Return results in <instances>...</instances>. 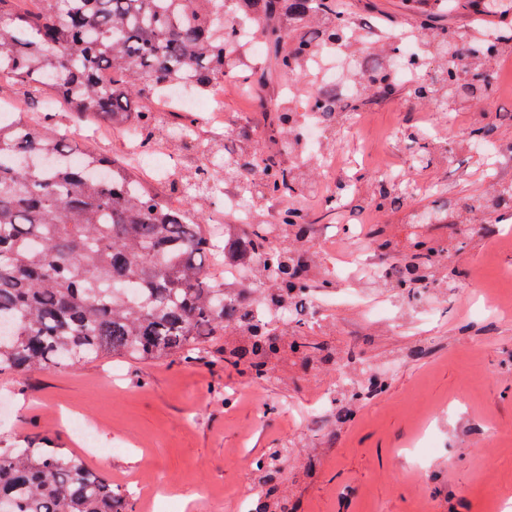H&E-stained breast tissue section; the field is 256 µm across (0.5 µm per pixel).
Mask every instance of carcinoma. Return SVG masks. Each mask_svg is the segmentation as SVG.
Here are the masks:
<instances>
[{"label": "carcinoma", "instance_id": "cac0c4a2", "mask_svg": "<svg viewBox=\"0 0 512 512\" xmlns=\"http://www.w3.org/2000/svg\"><path fill=\"white\" fill-rule=\"evenodd\" d=\"M0 0V81L23 88V99L40 103L47 91L63 97L80 120L93 114L112 129L132 128L141 144L173 145L188 155L191 174L169 173L162 190L149 189L134 167L114 155L86 154L88 166L71 168L70 138L32 123L25 112L0 121V372L49 369L108 358L163 362L196 359L211 344L225 363L243 364L256 380L284 348L303 359L318 349L301 334L279 337L275 323L297 319L302 301L333 293V280L314 277L307 256L288 248V235L304 238L317 219L298 206H282L273 224L227 219L231 252L275 286L274 294L249 300V288L224 284L211 272L224 244L206 229V211L227 189H241L266 203L296 199L304 191L294 144L306 138L303 115L343 119L387 99L424 98L451 112L473 97L490 98L493 75L460 63V54L491 58L507 44L474 38L424 18L415 30L430 41L409 54L397 45L410 23L392 28V50L382 63L354 69L350 92L308 95L302 111L291 107L282 79L301 81L319 57L368 31L365 17L339 10L336 0H243L252 9L249 39L259 37L266 56L238 53L236 17L224 0H35L21 10ZM112 72V84L99 74ZM227 80L267 85L263 107L269 123L262 140L229 148L203 137L180 112H159L152 97L174 86L210 95ZM495 126L472 127L464 143L490 144ZM415 152L411 169L431 160L427 134L403 133ZM410 196V181L389 176L375 182L362 203L386 209ZM437 252L417 237L400 258L402 275L389 287L414 295L421 268ZM223 336L245 338V348L218 345ZM336 420L353 413L354 401L374 396L385 381L362 374L347 379ZM277 452L255 461L256 470L279 469ZM259 497L288 512L276 484ZM0 512H134L131 494L112 486L79 455L63 448H0Z\"/></svg>", "mask_w": 512, "mask_h": 512}]
</instances>
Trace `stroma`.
<instances>
[{
	"instance_id": "1",
	"label": "stroma",
	"mask_w": 512,
	"mask_h": 512,
	"mask_svg": "<svg viewBox=\"0 0 512 512\" xmlns=\"http://www.w3.org/2000/svg\"><path fill=\"white\" fill-rule=\"evenodd\" d=\"M344 10L391 24L417 16L414 0H343ZM259 90L224 85V110L210 129L238 144L264 123ZM441 142L447 154L415 170V195L386 213L396 251L426 235L447 245V225L423 214L455 199L487 197L493 157L466 150L461 129L495 120V111L453 112ZM415 122L394 98L360 125L319 126L314 147H302L306 174L320 185L304 201L315 212L340 179L354 200L316 225L305 248L314 273L336 280L332 298L315 297L319 312L309 338L343 356L356 350L389 390L362 401L336 422L333 366L305 364L291 352L259 381L204 353L192 363H83L0 373V448L34 444L84 453L115 487L130 491L136 512H246L259 482L256 456L288 451L296 512H503L512 507V219L487 241L475 233L453 261V281L427 288L403 308L391 289L371 287L351 264V228L371 223L354 208L388 159L408 166L401 132ZM91 422L102 454L87 453L71 427Z\"/></svg>"
}]
</instances>
